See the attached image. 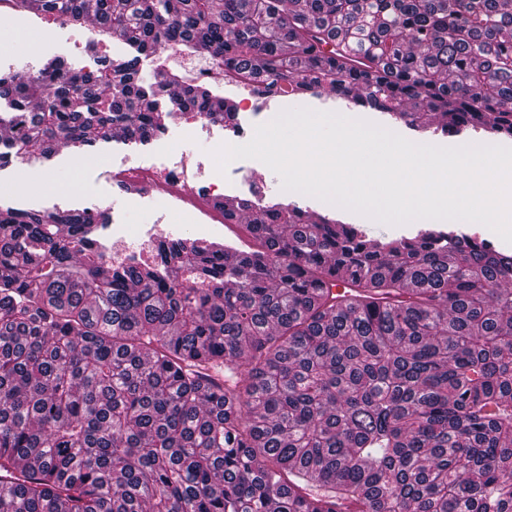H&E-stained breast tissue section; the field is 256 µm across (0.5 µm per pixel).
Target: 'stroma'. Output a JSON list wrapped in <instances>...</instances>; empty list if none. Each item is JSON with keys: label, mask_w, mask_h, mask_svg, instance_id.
I'll return each instance as SVG.
<instances>
[{"label": "stroma", "mask_w": 512, "mask_h": 512, "mask_svg": "<svg viewBox=\"0 0 512 512\" xmlns=\"http://www.w3.org/2000/svg\"><path fill=\"white\" fill-rule=\"evenodd\" d=\"M38 16L25 13L0 14V75L37 73L43 63L54 56L62 57L77 71H97V57L112 58L127 54V45L116 36L101 37L96 52H89L87 28L60 23L51 35L42 34ZM225 97L237 100V122L246 132L267 123L268 112L286 108L309 107L318 111L353 112L360 118L384 127L394 128L397 134L418 143L436 146H462L483 140V133L465 129L456 134L421 132L392 119L389 115L368 106H357L322 96H277L269 106L249 107L240 102L233 86H225ZM232 130L217 127L212 138L194 139L184 135L173 123H166L162 132L148 141L130 143L115 137L97 142L91 153L74 147L59 148L54 158L45 164L14 161L0 168V206L20 209H79L105 211L114 223L120 224L122 233L133 234L142 224L156 225L162 236H183L191 222L190 217L175 210H162L153 198L132 200L130 194L113 180L112 175L124 161L163 164L167 152L186 151L203 161H210L211 150L231 141ZM261 168L256 160L238 159L229 163L225 174H214V195L228 199H263L291 203L305 212L335 216L347 224L363 227L368 234L413 236L419 225L389 226L367 217L346 211L319 199L282 190L280 179L258 185L255 176Z\"/></svg>", "instance_id": "1"}]
</instances>
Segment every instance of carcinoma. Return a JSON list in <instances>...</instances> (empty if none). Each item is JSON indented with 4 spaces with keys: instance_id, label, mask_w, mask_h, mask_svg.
<instances>
[{
    "instance_id": "carcinoma-1",
    "label": "carcinoma",
    "mask_w": 512,
    "mask_h": 512,
    "mask_svg": "<svg viewBox=\"0 0 512 512\" xmlns=\"http://www.w3.org/2000/svg\"><path fill=\"white\" fill-rule=\"evenodd\" d=\"M131 49L0 77V162L237 106L141 56L175 42L273 97L327 89L425 131L512 136V0H16ZM244 247L114 265L104 214L0 207V512H512V254L228 211ZM347 276L356 290L332 292Z\"/></svg>"
}]
</instances>
